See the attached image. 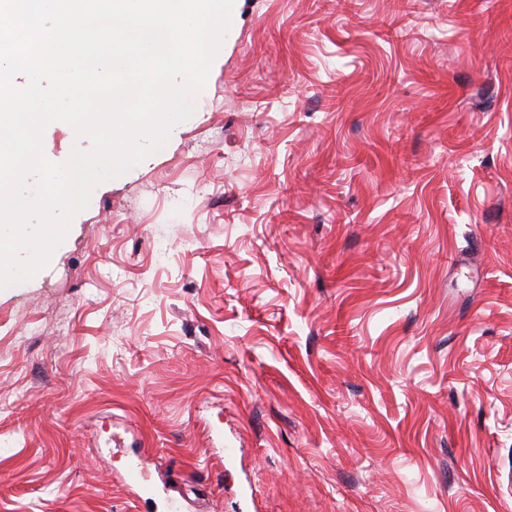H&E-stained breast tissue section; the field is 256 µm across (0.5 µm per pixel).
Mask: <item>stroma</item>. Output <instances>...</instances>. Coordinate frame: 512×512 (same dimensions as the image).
Instances as JSON below:
<instances>
[{
	"instance_id": "obj_1",
	"label": "stroma",
	"mask_w": 512,
	"mask_h": 512,
	"mask_svg": "<svg viewBox=\"0 0 512 512\" xmlns=\"http://www.w3.org/2000/svg\"><path fill=\"white\" fill-rule=\"evenodd\" d=\"M0 512H512V0H235L0 290Z\"/></svg>"
}]
</instances>
